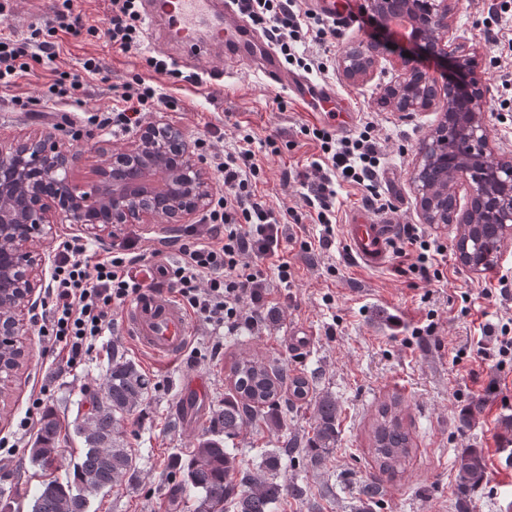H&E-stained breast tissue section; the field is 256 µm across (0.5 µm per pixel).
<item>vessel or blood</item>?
<instances>
[{"mask_svg":"<svg viewBox=\"0 0 512 512\" xmlns=\"http://www.w3.org/2000/svg\"><path fill=\"white\" fill-rule=\"evenodd\" d=\"M214 0H143L144 19L148 29H160L164 42L195 54L199 69H206L209 49L223 47L229 63L247 65L261 73L272 86L286 91L290 98L310 108L328 104L335 106L330 123L348 129L353 115L337 106L333 84L315 82L288 71L279 53L266 36L258 34L240 15L236 0H224L225 17L237 24L235 38H226L223 25L212 29L208 43H201L199 28L210 13ZM395 235L391 224H374L358 211L346 219L344 239L348 252L365 266H384ZM124 326L140 348L160 358H172L189 343L187 316L180 304L153 290L141 292L127 307Z\"/></svg>","mask_w":512,"mask_h":512,"instance_id":"b4317fda","label":"vessel or blood"}]
</instances>
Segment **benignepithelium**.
I'll return each instance as SVG.
<instances>
[{
	"instance_id": "benign-epithelium-1",
	"label": "benign epithelium",
	"mask_w": 512,
	"mask_h": 512,
	"mask_svg": "<svg viewBox=\"0 0 512 512\" xmlns=\"http://www.w3.org/2000/svg\"><path fill=\"white\" fill-rule=\"evenodd\" d=\"M394 0H371V17L391 37L389 5ZM458 0H399L400 10L413 22L401 38L409 55H398L402 73L387 87L385 103L398 112L436 108L442 120L419 148L412 183L425 224H480L486 216L512 231V159L492 164L487 160L485 98L487 89L478 77V61L459 44L449 45L452 18ZM390 53L388 44L373 40L347 47L340 61L342 76L366 78ZM427 56L450 75L439 81L418 65ZM448 145L457 166L440 182L424 169L428 157ZM96 151L106 159L85 187L74 183L72 172L82 155L70 140L54 132L0 141V335H24L18 312L37 305L38 288L46 257L28 248L35 238L51 247L52 226L80 224L108 233L124 224L162 219L184 224L204 209L212 192L208 171L190 153L184 132L160 120L138 132L135 143L114 152L98 142ZM162 177L170 192L161 197L151 178ZM471 179L466 209L459 208L456 186Z\"/></svg>"
}]
</instances>
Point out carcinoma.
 <instances>
[{
    "label": "carcinoma",
    "mask_w": 512,
    "mask_h": 512,
    "mask_svg": "<svg viewBox=\"0 0 512 512\" xmlns=\"http://www.w3.org/2000/svg\"><path fill=\"white\" fill-rule=\"evenodd\" d=\"M503 226L475 224L462 228L457 247L464 248L465 263L484 270L494 264ZM24 349L18 336H0V355L6 361L0 368V398L7 395L15 366L12 359ZM233 392L224 396V405L211 412L209 426L197 439L182 478L173 491L189 492L195 499L194 512H272L286 496L299 498L303 487L280 483L268 477L278 469V455L267 454L264 473H250L241 468L237 455L224 441L241 435L262 419L280 428L273 413L281 398L283 372L275 366L243 360L233 367ZM150 390V380L136 364L118 351H112L99 389L90 400L91 408L70 422L48 411L41 419L36 439L30 448V460L46 472L45 479L31 495L29 512H89L90 500L104 490L114 488L133 474L137 461L127 448L123 424L143 402ZM336 398L326 393L315 400V426L308 455L311 465L325 464L336 448L338 438ZM82 445L73 463L72 474L53 475L60 451L62 432ZM371 454L380 474L394 475L404 469L412 456V438L396 411V403H383L373 428ZM455 467L460 486L470 491L487 480L484 455L476 448H466L456 456ZM364 507L372 512L378 503L380 483L372 476L362 488Z\"/></svg>",
    "instance_id": "carcinoma-1"
}]
</instances>
